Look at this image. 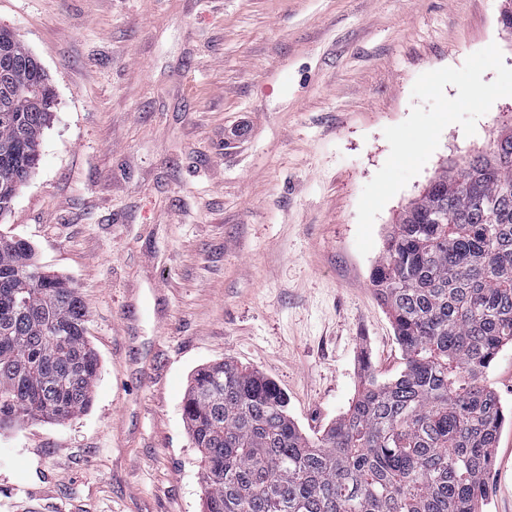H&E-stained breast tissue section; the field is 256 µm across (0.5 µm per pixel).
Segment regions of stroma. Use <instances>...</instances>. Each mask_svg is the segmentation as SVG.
<instances>
[{
	"label": "stroma",
	"instance_id": "1",
	"mask_svg": "<svg viewBox=\"0 0 512 512\" xmlns=\"http://www.w3.org/2000/svg\"><path fill=\"white\" fill-rule=\"evenodd\" d=\"M512 0H0L57 105L0 234L86 302L90 409L0 431V512H202L183 417L192 373L229 360L288 395L308 435L347 409L368 355L403 368L370 280L399 214L443 166L512 128V97L435 152L356 247L357 204L416 78L497 44ZM512 512V422L484 481Z\"/></svg>",
	"mask_w": 512,
	"mask_h": 512
}]
</instances>
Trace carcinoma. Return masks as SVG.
Segmentation results:
<instances>
[{
    "label": "carcinoma",
    "instance_id": "carcinoma-1",
    "mask_svg": "<svg viewBox=\"0 0 512 512\" xmlns=\"http://www.w3.org/2000/svg\"><path fill=\"white\" fill-rule=\"evenodd\" d=\"M0 68L24 74L0 107V213L39 162L55 106L47 74L0 28ZM439 211L442 224L431 222ZM404 367L366 368L348 410L304 433L288 398L231 361L197 369L183 414L201 463L203 512H481L505 423L485 376L512 344V131L443 168L386 236L370 275ZM87 307L33 247L0 234V429L89 409L98 359Z\"/></svg>",
    "mask_w": 512,
    "mask_h": 512
}]
</instances>
